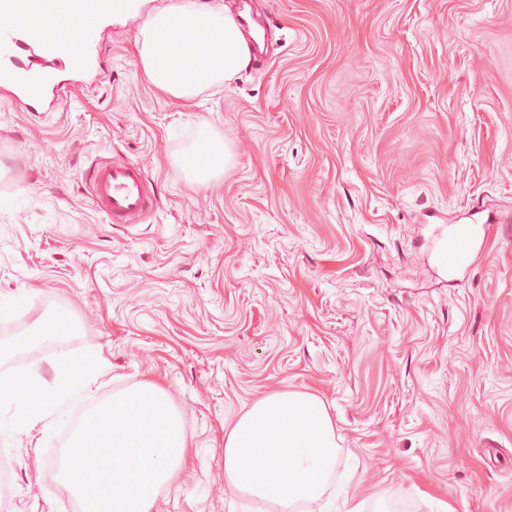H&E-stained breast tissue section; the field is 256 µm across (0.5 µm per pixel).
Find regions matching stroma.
Here are the masks:
<instances>
[{"instance_id": "stroma-1", "label": "stroma", "mask_w": 512, "mask_h": 512, "mask_svg": "<svg viewBox=\"0 0 512 512\" xmlns=\"http://www.w3.org/2000/svg\"><path fill=\"white\" fill-rule=\"evenodd\" d=\"M251 3L264 57L193 100L144 81L139 19L100 28L104 81L56 111L0 93V374L110 364L49 433L0 436V512H70L76 416L145 380L197 453L156 512H266L224 486V423L284 390L335 423L323 512H512V0ZM205 133L232 162L199 184L177 161ZM102 159L143 168L142 223L94 206ZM433 212L498 218L460 280L416 231ZM63 311L65 345L17 347Z\"/></svg>"}]
</instances>
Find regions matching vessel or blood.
<instances>
[{
  "instance_id": "b4317fda",
  "label": "vessel or blood",
  "mask_w": 512,
  "mask_h": 512,
  "mask_svg": "<svg viewBox=\"0 0 512 512\" xmlns=\"http://www.w3.org/2000/svg\"><path fill=\"white\" fill-rule=\"evenodd\" d=\"M53 15L66 16L79 32L77 43L69 44L51 38L39 43L43 55L68 60L69 69L90 73L96 68L91 50L98 22L111 19L109 0H0V87L7 89L31 109L45 102H58L65 81L61 74L21 63L20 56L30 48L28 32L32 22ZM88 188L94 205L111 223H141L155 208L156 198L137 163L104 161L89 176ZM488 236L483 223L452 224L437 238V257L442 268L457 273L464 268Z\"/></svg>"
}]
</instances>
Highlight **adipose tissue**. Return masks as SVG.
<instances>
[{"label": "adipose tissue", "mask_w": 512, "mask_h": 512, "mask_svg": "<svg viewBox=\"0 0 512 512\" xmlns=\"http://www.w3.org/2000/svg\"><path fill=\"white\" fill-rule=\"evenodd\" d=\"M135 50L147 83L177 99L231 82L253 60L252 47L230 8H203L196 0H169L155 9L143 24ZM230 163L228 144L209 137L180 161L199 183L209 182ZM109 370L107 359L98 352L59 356L48 384L21 372L1 376L0 404L16 407L9 430L30 433L59 408L63 397L85 390ZM337 453L335 426L319 397L275 392L225 426V486L229 492L245 493L290 512L298 503L322 499Z\"/></svg>", "instance_id": "1"}]
</instances>
